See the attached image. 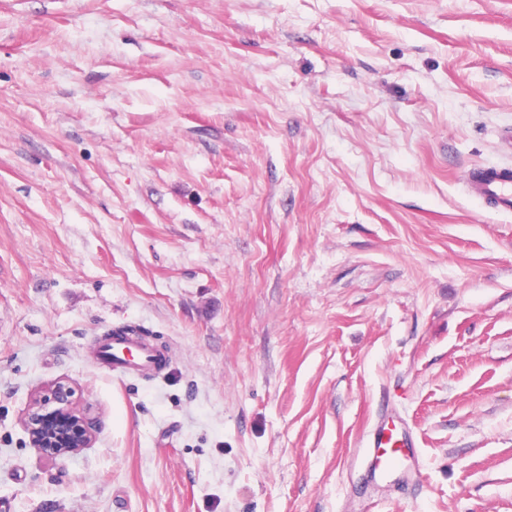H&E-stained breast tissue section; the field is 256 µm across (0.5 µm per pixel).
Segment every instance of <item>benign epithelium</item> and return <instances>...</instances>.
I'll list each match as a JSON object with an SVG mask.
<instances>
[{
	"label": "benign epithelium",
	"mask_w": 512,
	"mask_h": 512,
	"mask_svg": "<svg viewBox=\"0 0 512 512\" xmlns=\"http://www.w3.org/2000/svg\"><path fill=\"white\" fill-rule=\"evenodd\" d=\"M22 425L32 447L52 459L76 455L95 439L96 421L77 401L75 391L62 383L33 399Z\"/></svg>",
	"instance_id": "obj_1"
}]
</instances>
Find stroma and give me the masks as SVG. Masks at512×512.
<instances>
[{
  "label": "stroma",
  "mask_w": 512,
  "mask_h": 512,
  "mask_svg": "<svg viewBox=\"0 0 512 512\" xmlns=\"http://www.w3.org/2000/svg\"><path fill=\"white\" fill-rule=\"evenodd\" d=\"M509 130L512 0H0V512H512ZM467 191L499 211H512V168L488 167L466 181ZM155 352L134 338H113L99 353L100 365L120 375H147L154 371ZM22 425L32 447L52 459H65L88 448L97 427L75 398V391L62 383L33 399ZM368 448H372L370 466L374 474L387 476L408 461V448L413 445L400 419L390 415L378 421Z\"/></svg>",
  "instance_id": "stroma-1"
}]
</instances>
